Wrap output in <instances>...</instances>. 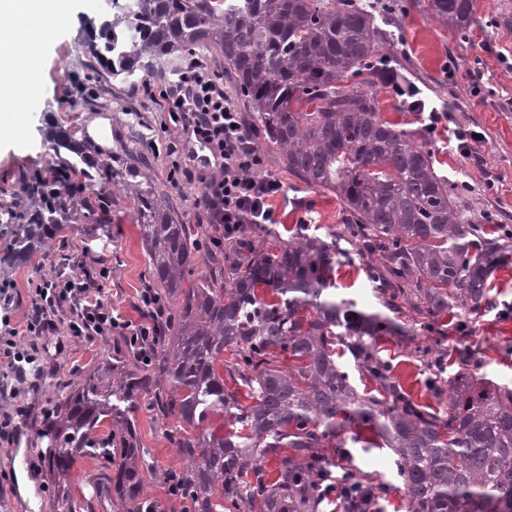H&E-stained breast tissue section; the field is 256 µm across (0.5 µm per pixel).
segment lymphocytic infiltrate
Returning <instances> with one entry per match:
<instances>
[{"label": "lymphocytic infiltrate", "mask_w": 512, "mask_h": 512, "mask_svg": "<svg viewBox=\"0 0 512 512\" xmlns=\"http://www.w3.org/2000/svg\"><path fill=\"white\" fill-rule=\"evenodd\" d=\"M159 95L167 114L165 129L193 133L220 160L221 175L206 181L197 198L199 221L223 225L228 235L243 224L272 223V203L282 195L284 185L274 176L256 175L263 158L241 112L216 80L193 70L183 73L175 88L161 89ZM108 280L106 271L84 268L66 281H43L31 298L27 332L40 336L54 329V318L63 311L68 316L67 331L76 338H148L145 325L113 316L104 296Z\"/></svg>", "instance_id": "1"}]
</instances>
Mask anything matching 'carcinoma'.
Returning <instances> with one entry per match:
<instances>
[{
    "label": "carcinoma",
    "instance_id": "cac0c4a2",
    "mask_svg": "<svg viewBox=\"0 0 512 512\" xmlns=\"http://www.w3.org/2000/svg\"><path fill=\"white\" fill-rule=\"evenodd\" d=\"M429 10L455 30L473 23L472 0H430ZM374 17L367 0H138L134 12L99 23L93 53L115 78L205 47L224 55L263 143L307 185L336 194L349 223L325 235L297 224L286 240L269 224H244L218 247L222 230L199 238L201 225L175 218L138 167L80 155L67 171L70 205L45 199L17 243L27 250L71 206L108 223L112 197L96 187L119 185L134 202L161 312L146 346L127 343L119 354L138 372L49 388L56 417L37 437L47 440L43 458L64 487L66 512H76L70 475L85 457L101 460L87 512L103 497L122 512H164L145 491L155 464L137 438L142 409L172 420L165 436L182 465L165 480L183 512H318L315 477L331 464L321 449L347 425L393 449L409 512H512V388L472 373L464 351L448 404L428 411L372 349L375 337L404 328L332 293L344 241L367 260L384 305L424 315L438 347L441 315L487 306L490 271L512 262V232L490 237L467 219L457 205L465 188L436 173L432 152L383 120L373 94L338 87L376 54ZM203 247L219 262L187 287ZM345 340L380 397L359 395L336 364ZM227 350L234 361L222 374L216 364ZM282 354L291 365L276 363ZM269 455L279 457L271 479Z\"/></svg>",
    "mask_w": 512,
    "mask_h": 512
}]
</instances>
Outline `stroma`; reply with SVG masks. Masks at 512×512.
<instances>
[{
    "mask_svg": "<svg viewBox=\"0 0 512 512\" xmlns=\"http://www.w3.org/2000/svg\"><path fill=\"white\" fill-rule=\"evenodd\" d=\"M474 21L466 34H459L431 18L428 0H397L391 22H379V55L388 66L414 81L424 97L448 114L447 125L427 132L422 115L407 111L386 84L366 72L375 92L376 109L383 120L413 133L417 142L430 148L438 174L449 180L468 182L469 190L459 202L471 219L492 216L495 223L512 225V67L501 55L512 57V0H473ZM119 0H68L70 22L46 16L40 23V92L30 102H20L11 117L13 128L0 136V287H6L11 302L0 299V337L7 327L20 329L16 341L22 360L0 354V416L16 415L18 432L10 441L0 440V512H63L62 492L48 469H34L39 444L34 433L42 424L48 407L45 391L55 385L64 391L82 376L100 366L107 354L116 352L118 338H73L66 334V317L58 315L51 336L25 332V316L37 283L59 274H71V258L88 265L103 264L111 271L107 299L123 319L139 323L143 316L138 297L148 285L147 257L142 248L132 203L122 195L112 197V221L92 224L82 211H71L62 232L47 239L30 255L19 254L15 240L19 225L14 215H35L32 197L24 184L36 175L62 169L75 156L67 150L53 151L45 140L54 127L70 129L87 149H95L88 128L98 119L108 121L113 155L143 158L144 170L157 183L175 214L183 223H197L196 200L205 179L218 174V167L204 168L192 159L194 137L179 139L165 133L164 118L152 88L170 84L173 76L166 67L155 69L149 80L126 82L102 76L89 53L94 22L103 13L120 9ZM484 74L480 94L471 92V73ZM476 125L486 135L478 156L461 155L448 139L453 125ZM263 171L278 177L285 192L274 203V220L279 232L301 221L326 230H337L347 216L339 200L307 186L288 172L276 152L263 149ZM336 296L356 302L369 313L382 312L375 288L366 275V266L357 256L338 265ZM491 305L465 317L443 315L445 339L439 355L425 351L432 335L421 315L402 308L395 319L407 333L376 337L373 346L386 363L393 379L415 402L432 409L443 408L447 393L430 388L432 377L448 380L459 369L458 352L470 347L476 352L479 372L512 386V265L504 266L490 278ZM137 435L141 447L150 449L158 471L150 478L149 490L161 501L165 512H180L169 501L162 471L178 461L164 437V426L147 411H138ZM342 448L327 449L334 475L351 471L375 489L376 512H408L399 489L387 448H372L371 432L354 436L346 432Z\"/></svg>",
    "mask_w": 512,
    "mask_h": 512,
    "instance_id": "obj_1",
    "label": "stroma"
}]
</instances>
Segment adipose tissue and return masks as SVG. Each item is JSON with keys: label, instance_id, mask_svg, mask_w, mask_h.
<instances>
[{"label": "adipose tissue", "instance_id": "obj_1", "mask_svg": "<svg viewBox=\"0 0 512 512\" xmlns=\"http://www.w3.org/2000/svg\"><path fill=\"white\" fill-rule=\"evenodd\" d=\"M58 19H66L62 4L47 6L45 0H0V132L7 130L3 118L16 108L20 94L37 97L39 84L35 76L36 59H18L14 50L17 28L36 33L37 25L47 10Z\"/></svg>", "mask_w": 512, "mask_h": 512}]
</instances>
